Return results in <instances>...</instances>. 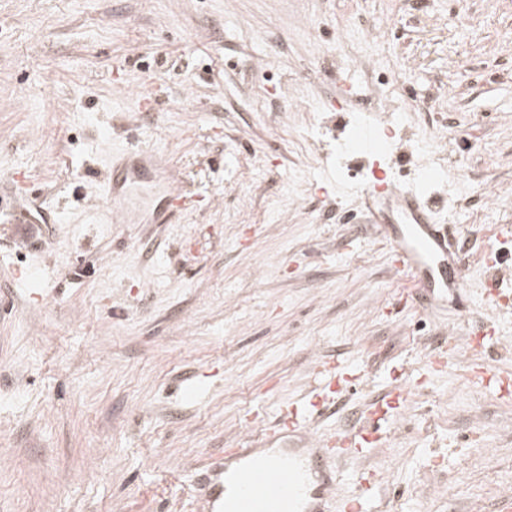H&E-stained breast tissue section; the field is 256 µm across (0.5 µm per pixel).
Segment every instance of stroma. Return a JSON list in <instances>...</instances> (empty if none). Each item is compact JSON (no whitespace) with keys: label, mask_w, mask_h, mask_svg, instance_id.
<instances>
[{"label":"stroma","mask_w":512,"mask_h":512,"mask_svg":"<svg viewBox=\"0 0 512 512\" xmlns=\"http://www.w3.org/2000/svg\"><path fill=\"white\" fill-rule=\"evenodd\" d=\"M344 84L348 124L389 113L400 179H446L473 301L447 326L402 306L359 212ZM131 147L180 172L175 223H113L103 180ZM18 172L49 222L0 217V512H197V469L272 428L321 361L360 380L322 429L407 392L389 442L345 466L377 473V512H500L512 397L461 373L512 378V312L466 347L483 255L512 251V0H0V194Z\"/></svg>","instance_id":"obj_1"}]
</instances>
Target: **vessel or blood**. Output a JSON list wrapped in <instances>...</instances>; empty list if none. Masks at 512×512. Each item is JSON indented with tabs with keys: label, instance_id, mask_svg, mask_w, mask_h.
I'll return each mask as SVG.
<instances>
[{
	"label": "vessel or blood",
	"instance_id": "b4317fda",
	"mask_svg": "<svg viewBox=\"0 0 512 512\" xmlns=\"http://www.w3.org/2000/svg\"><path fill=\"white\" fill-rule=\"evenodd\" d=\"M390 127L361 132V159L378 162L390 152L381 137ZM105 194L127 224H170L190 198L173 167L157 151L128 150L113 156ZM362 212L387 240L390 261L408 283V298L439 322L467 300L463 256L447 225L438 220L437 199L381 177L361 184ZM347 374L324 368L310 397L291 406L277 426L262 433L257 445L225 449L204 466L195 482L198 512H373L378 481L359 472L346 477L338 463L363 459L379 446L380 427L404 404L397 388L362 408L354 425L326 434L312 431L323 406L349 392Z\"/></svg>",
	"mask_w": 512,
	"mask_h": 512
}]
</instances>
